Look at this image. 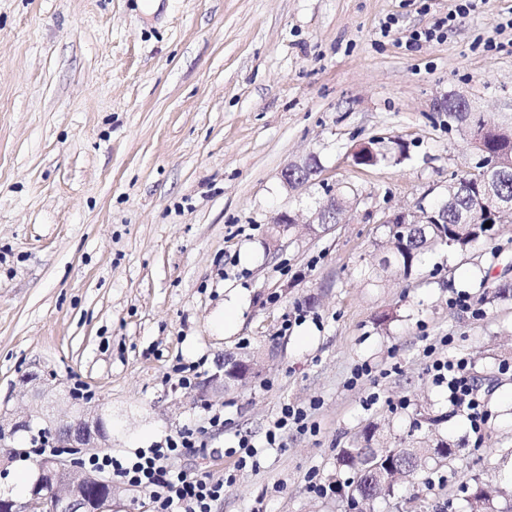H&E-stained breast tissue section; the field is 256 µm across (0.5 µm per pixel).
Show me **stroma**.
Masks as SVG:
<instances>
[{
    "label": "stroma",
    "instance_id": "stroma-1",
    "mask_svg": "<svg viewBox=\"0 0 512 512\" xmlns=\"http://www.w3.org/2000/svg\"><path fill=\"white\" fill-rule=\"evenodd\" d=\"M454 0H0V411L28 402L38 374L112 416V452L176 430L202 445L173 462L233 478L216 512H469L463 483L512 482V223L461 251L427 253L386 277L383 221L430 205L477 156L438 100L512 128V0H479L444 38L414 45ZM389 33H382L385 21ZM402 161L355 164L369 139ZM318 172L291 191L282 168ZM353 200L313 238L272 236L328 193ZM467 294L470 309L452 306ZM234 303L232 317L224 306ZM261 371L198 399L178 366L207 378L228 353ZM465 357L491 412L480 441L432 362ZM369 364L370 375L354 378ZM311 428L265 445L283 404ZM223 411L222 427L208 417ZM435 418L460 446L429 486L353 502L342 448L372 430L400 447ZM251 435L256 466L228 448ZM0 462L21 502L30 438ZM334 485L325 497L309 479Z\"/></svg>",
    "mask_w": 512,
    "mask_h": 512
}]
</instances>
